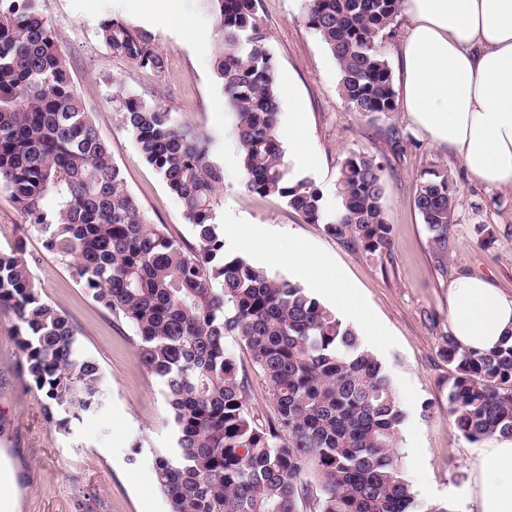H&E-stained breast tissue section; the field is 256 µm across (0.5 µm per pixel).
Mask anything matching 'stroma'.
I'll return each mask as SVG.
<instances>
[{
    "instance_id": "1",
    "label": "stroma",
    "mask_w": 512,
    "mask_h": 512,
    "mask_svg": "<svg viewBox=\"0 0 512 512\" xmlns=\"http://www.w3.org/2000/svg\"><path fill=\"white\" fill-rule=\"evenodd\" d=\"M178 2L183 17L179 23L160 20L139 0H42L41 7L67 54L79 97L109 140L150 223L167 225L178 240H194L180 200L142 158L122 124L113 103L121 90L165 105L214 139L224 167L218 232L228 240L237 224H251L257 234L245 257L260 261L295 239L338 267L380 322L378 336L367 347L401 397L405 418L399 448L406 479L419 499L465 512L477 445L453 427L443 392L449 366L440 349L451 331L448 291L458 279L470 276L512 296V192L471 180L461 160L433 146L403 111L375 119L349 111L339 95L335 59L304 23L303 0H257L279 88L290 91L306 112L303 133L321 159L319 170L309 173L299 166L295 172L311 175L322 188L325 208L335 204L336 174L347 153H389L393 127L402 131L406 144L386 172L391 249L382 255L328 235L322 225L306 223L281 202L249 193L227 135L224 93L213 77L214 43L210 36L190 38L181 30L185 22L209 27V15L203 0ZM107 15L151 34L166 58L165 71L138 69L105 48L97 31ZM434 169L447 172L458 187L459 222L444 272L413 204L417 181ZM18 236L26 239L43 296L80 324L81 345L100 363L107 390L103 408L70 432L49 425L39 396L19 371L14 318L0 311V448L15 475L18 512H168L153 470L155 455L172 445L167 408L159 381L139 358L132 329L107 315L66 266L44 250L41 236L29 231L23 213L0 190V247ZM428 401L435 407L426 416L421 405Z\"/></svg>"
}]
</instances>
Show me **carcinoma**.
<instances>
[{
	"instance_id": "1",
	"label": "carcinoma",
	"mask_w": 512,
	"mask_h": 512,
	"mask_svg": "<svg viewBox=\"0 0 512 512\" xmlns=\"http://www.w3.org/2000/svg\"><path fill=\"white\" fill-rule=\"evenodd\" d=\"M245 189L274 198L309 224L374 254L389 249L388 158L351 151L340 162L335 211L311 178L292 172L280 137L277 71L255 0H205ZM402 0H304V22L336 59L348 110L397 109L379 39ZM100 42L142 70L165 58L150 34L107 15ZM143 159L183 203L195 244L150 224L70 80L67 56L41 0H0V190L45 249L107 314L134 332L163 391L175 446L154 467L170 512H452L420 502L402 472L403 412L392 380L355 330L301 285L224 254L217 229L224 167L212 138L163 105L116 96ZM59 197L47 212L43 201ZM414 205L439 270L447 266L457 186L428 172ZM0 310L13 314L20 371L46 422H72L104 403V374L83 351L78 322L37 288L25 240L0 248ZM243 345L271 406L250 404V383L227 350ZM448 416L468 440L512 436V334L497 348L464 350L443 337Z\"/></svg>"
}]
</instances>
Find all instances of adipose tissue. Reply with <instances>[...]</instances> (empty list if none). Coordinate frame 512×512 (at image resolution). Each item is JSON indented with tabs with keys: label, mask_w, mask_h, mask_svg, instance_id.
Wrapping results in <instances>:
<instances>
[{
	"label": "adipose tissue",
	"mask_w": 512,
	"mask_h": 512,
	"mask_svg": "<svg viewBox=\"0 0 512 512\" xmlns=\"http://www.w3.org/2000/svg\"><path fill=\"white\" fill-rule=\"evenodd\" d=\"M402 14L399 93L410 122L458 155L471 179L512 189V0H403ZM299 264L312 287H334L359 332L375 335L334 265L307 249ZM448 307L464 348L488 351L512 333V297L485 279L458 280ZM473 483L477 512H512V438L497 434L478 448Z\"/></svg>",
	"instance_id": "1"
}]
</instances>
